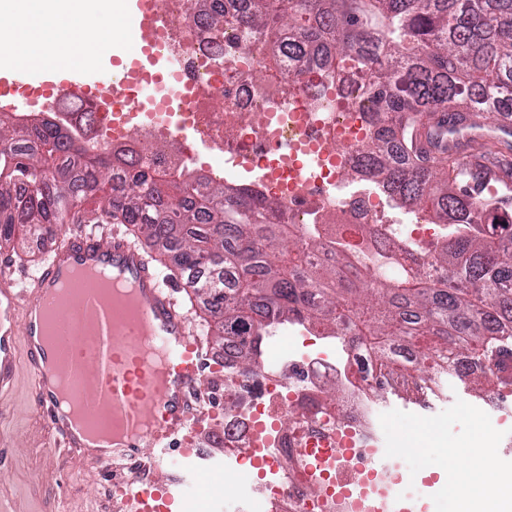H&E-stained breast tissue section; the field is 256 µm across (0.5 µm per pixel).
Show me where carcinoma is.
<instances>
[{"label": "carcinoma", "mask_w": 512, "mask_h": 512, "mask_svg": "<svg viewBox=\"0 0 512 512\" xmlns=\"http://www.w3.org/2000/svg\"><path fill=\"white\" fill-rule=\"evenodd\" d=\"M210 0L205 29L263 33L264 78L298 77L316 58L354 74L363 95L398 118V152L377 137L360 147L365 172L383 178L395 202L462 224L434 256L431 278L409 265L376 277L359 253L336 267H310L312 239L275 222L272 202L191 174H160L131 157L102 159L43 122L21 128L0 113V244L63 224H132L151 247L173 254L220 339H239L241 371L254 373L258 342L276 321L325 323L337 334L348 306L349 341L387 352L393 336L415 347L418 370L453 375L474 355L492 382L512 385V210L472 197L448 159L410 157L426 115L512 118V0H248L243 13Z\"/></svg>", "instance_id": "1"}]
</instances>
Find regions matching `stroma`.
Instances as JSON below:
<instances>
[{"label":"stroma","instance_id":"35a3bbf8","mask_svg":"<svg viewBox=\"0 0 512 512\" xmlns=\"http://www.w3.org/2000/svg\"><path fill=\"white\" fill-rule=\"evenodd\" d=\"M6 402L8 417L0 422V500L12 512H120V504L102 490L106 465L52 449L53 439L33 407L26 374H19ZM378 406L393 441L423 427L433 430L426 447L405 454L407 484L421 497L424 512H456L455 498L440 481L441 472L448 469L447 449L480 441L482 468L512 472V448L497 442L503 426L512 427V413H506L505 424H498L471 378L442 380L420 399H400L386 390ZM182 496L191 499L195 512H238L225 506L223 480L209 469L198 470Z\"/></svg>","mask_w":512,"mask_h":512}]
</instances>
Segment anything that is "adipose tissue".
Wrapping results in <instances>:
<instances>
[{
  "instance_id": "1",
  "label": "adipose tissue",
  "mask_w": 512,
  "mask_h": 512,
  "mask_svg": "<svg viewBox=\"0 0 512 512\" xmlns=\"http://www.w3.org/2000/svg\"><path fill=\"white\" fill-rule=\"evenodd\" d=\"M125 0H0V32L11 40L9 53L20 64L41 68L65 64L77 69L111 52L112 28ZM478 447L448 451L457 512H512V480L493 477L494 496L470 490Z\"/></svg>"
}]
</instances>
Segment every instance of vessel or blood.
Returning <instances> with one entry per match:
<instances>
[{"instance_id":"1","label":"vessel or blood","mask_w":512,"mask_h":512,"mask_svg":"<svg viewBox=\"0 0 512 512\" xmlns=\"http://www.w3.org/2000/svg\"><path fill=\"white\" fill-rule=\"evenodd\" d=\"M160 19L142 17L135 33L140 53L155 52ZM449 144L480 146L512 138V120L466 116L449 124ZM71 284L56 302L74 315L66 335L39 316L50 289ZM183 277L171 276L150 253L113 229H81L51 251L30 287H20L0 264V395L26 371L33 404L59 447L102 463L140 464L151 447L166 474L114 485L129 512H170L171 483H186L172 444L196 431L197 387L210 350L198 340L176 303Z\"/></svg>"}]
</instances>
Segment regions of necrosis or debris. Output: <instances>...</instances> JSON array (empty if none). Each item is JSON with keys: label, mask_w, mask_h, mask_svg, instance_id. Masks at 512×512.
Segmentation results:
<instances>
[{"label": "necrosis or debris", "mask_w": 512, "mask_h": 512, "mask_svg": "<svg viewBox=\"0 0 512 512\" xmlns=\"http://www.w3.org/2000/svg\"><path fill=\"white\" fill-rule=\"evenodd\" d=\"M150 3L163 19L165 52L181 59L167 107L140 111L146 81L137 76L123 85L125 107L71 92L47 105L46 120L74 127L92 151H120L171 173L194 169L182 130L212 141L208 179L275 202L282 223L320 242L315 263L334 262L340 244L367 258L383 248L418 264L431 260L447 225L412 210L391 217L387 184L359 170L357 148L374 135L376 107L361 99L358 83L322 62L295 84L257 80L258 33L230 27L210 44L204 18L189 17L186 0ZM76 104L90 113L73 112ZM258 348L265 369L257 378L241 374L233 343L218 361L232 403L220 436L223 468L261 474L240 495L250 512H414L420 499L402 469L378 464L395 451L375 414L380 378L390 372L408 391L422 390L399 338L383 359L367 347L318 342L292 322Z\"/></svg>", "instance_id": "4bbe7bcc"}]
</instances>
